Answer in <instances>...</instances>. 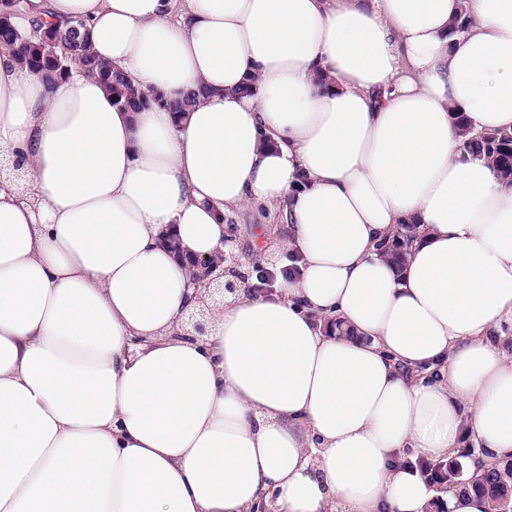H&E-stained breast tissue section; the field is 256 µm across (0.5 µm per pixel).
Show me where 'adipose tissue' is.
<instances>
[{
  "mask_svg": "<svg viewBox=\"0 0 512 512\" xmlns=\"http://www.w3.org/2000/svg\"><path fill=\"white\" fill-rule=\"evenodd\" d=\"M28 8L208 94L179 125L0 47V512H489L415 464L512 459V183L452 119L512 132V0ZM272 209L294 268L182 335L165 237L202 257Z\"/></svg>",
  "mask_w": 512,
  "mask_h": 512,
  "instance_id": "1",
  "label": "adipose tissue"
}]
</instances>
